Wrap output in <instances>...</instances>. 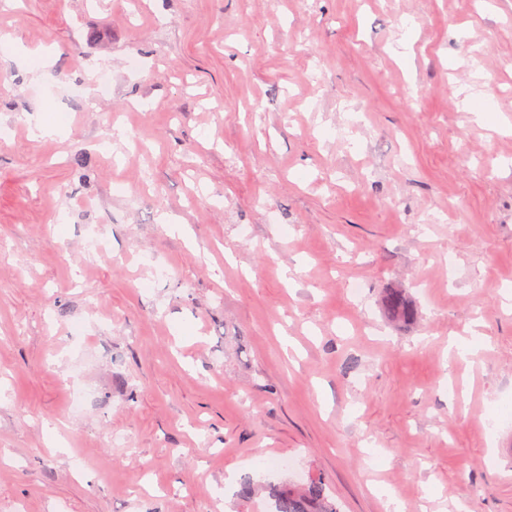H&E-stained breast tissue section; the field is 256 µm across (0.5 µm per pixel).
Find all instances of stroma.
<instances>
[{
  "label": "stroma",
  "instance_id": "1",
  "mask_svg": "<svg viewBox=\"0 0 512 512\" xmlns=\"http://www.w3.org/2000/svg\"><path fill=\"white\" fill-rule=\"evenodd\" d=\"M1 41L0 512H512V0H14ZM269 502V512H340L320 480L273 489Z\"/></svg>",
  "mask_w": 512,
  "mask_h": 512
}]
</instances>
